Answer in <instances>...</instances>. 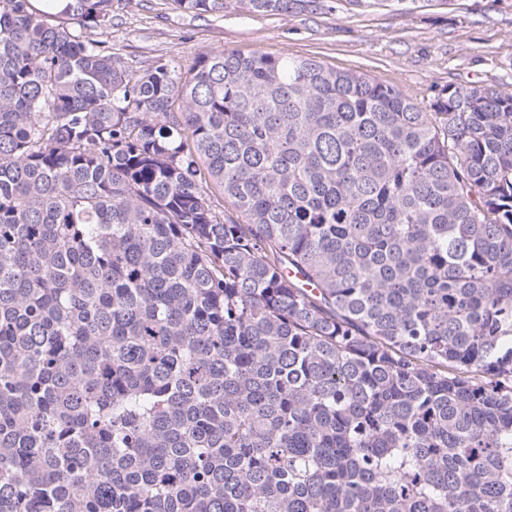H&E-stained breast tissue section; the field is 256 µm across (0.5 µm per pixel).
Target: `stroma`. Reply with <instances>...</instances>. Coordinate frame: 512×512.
<instances>
[{
	"instance_id": "stroma-1",
	"label": "stroma",
	"mask_w": 512,
	"mask_h": 512,
	"mask_svg": "<svg viewBox=\"0 0 512 512\" xmlns=\"http://www.w3.org/2000/svg\"><path fill=\"white\" fill-rule=\"evenodd\" d=\"M317 14L179 16L166 0H137L104 35L140 61L191 64L211 50L314 56L390 83L418 102L451 82L486 81L512 92V0H326Z\"/></svg>"
}]
</instances>
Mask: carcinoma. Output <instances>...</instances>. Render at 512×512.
<instances>
[{"label":"carcinoma","instance_id":"cac0c4a2","mask_svg":"<svg viewBox=\"0 0 512 512\" xmlns=\"http://www.w3.org/2000/svg\"><path fill=\"white\" fill-rule=\"evenodd\" d=\"M132 2L0 3V512H512V94Z\"/></svg>","mask_w":512,"mask_h":512}]
</instances>
